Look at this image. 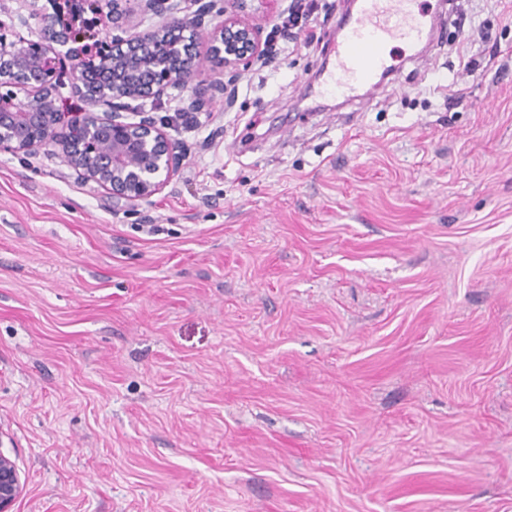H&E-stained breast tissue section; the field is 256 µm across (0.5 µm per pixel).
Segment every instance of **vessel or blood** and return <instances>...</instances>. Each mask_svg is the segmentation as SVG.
I'll use <instances>...</instances> for the list:
<instances>
[{"label": "vessel or blood", "mask_w": 512, "mask_h": 512, "mask_svg": "<svg viewBox=\"0 0 512 512\" xmlns=\"http://www.w3.org/2000/svg\"><path fill=\"white\" fill-rule=\"evenodd\" d=\"M443 0H354L336 26L335 64L311 88L318 97L358 98L378 87L443 27Z\"/></svg>", "instance_id": "1"}]
</instances>
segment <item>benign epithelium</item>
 Wrapping results in <instances>:
<instances>
[{
	"instance_id": "1",
	"label": "benign epithelium",
	"mask_w": 512,
	"mask_h": 512,
	"mask_svg": "<svg viewBox=\"0 0 512 512\" xmlns=\"http://www.w3.org/2000/svg\"><path fill=\"white\" fill-rule=\"evenodd\" d=\"M214 2L108 0L112 26L104 28L95 0H63L64 12L19 19L24 27L37 21L38 41L0 21V154L54 144L76 179L96 184L113 203L150 201L178 173L183 146L146 103L177 90L193 111L228 104L230 83L271 62L264 28L247 14L249 0H224V20L207 30ZM141 12L157 21L143 30L130 25ZM67 84L87 109L60 108ZM132 101L140 102L136 121L123 116ZM24 488L16 462L0 450V512H14Z\"/></svg>"
}]
</instances>
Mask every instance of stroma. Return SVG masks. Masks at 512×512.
<instances>
[{"instance_id":"obj_1","label":"stroma","mask_w":512,"mask_h":512,"mask_svg":"<svg viewBox=\"0 0 512 512\" xmlns=\"http://www.w3.org/2000/svg\"><path fill=\"white\" fill-rule=\"evenodd\" d=\"M316 39L176 128L125 211L0 154V449L17 512H512V0L363 102ZM24 488L16 462L0 449V512H14Z\"/></svg>"}]
</instances>
